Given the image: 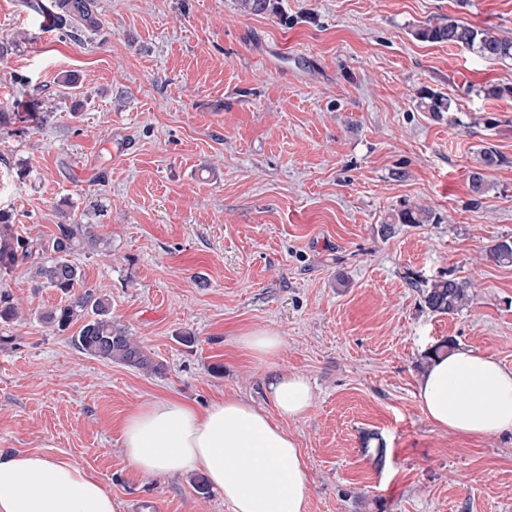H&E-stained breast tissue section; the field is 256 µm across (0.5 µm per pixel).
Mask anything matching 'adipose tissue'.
Listing matches in <instances>:
<instances>
[{
    "label": "adipose tissue",
    "mask_w": 512,
    "mask_h": 512,
    "mask_svg": "<svg viewBox=\"0 0 512 512\" xmlns=\"http://www.w3.org/2000/svg\"><path fill=\"white\" fill-rule=\"evenodd\" d=\"M265 370L267 412L244 398L206 409L172 397L140 404L122 422L128 464L146 477L201 473L231 512H307L308 463L283 420L313 406L307 377L282 369L283 338L258 329L238 338ZM417 396L435 428L466 437L512 433V368L470 347L435 358ZM104 482L82 467L37 453L0 454V512H119Z\"/></svg>",
    "instance_id": "obj_1"
}]
</instances>
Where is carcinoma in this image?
Listing matches in <instances>:
<instances>
[{"mask_svg":"<svg viewBox=\"0 0 512 512\" xmlns=\"http://www.w3.org/2000/svg\"><path fill=\"white\" fill-rule=\"evenodd\" d=\"M237 6L251 15L277 13L276 0H237ZM29 7L37 13L50 12L55 28L78 41L101 26L96 0H55L49 6L43 0H29ZM414 36L423 42L460 47L486 61H512V38L452 17L438 25L422 27ZM419 106L438 119L453 111L452 99L428 90L420 93ZM63 219L64 222L57 225V233L45 244L14 234L11 216L0 212V273L10 272L21 262H30L29 271L37 287L51 288L65 295L63 303L38 314L41 321L59 332L67 331L79 321L80 329L71 337V342L83 353L137 370L158 372L160 365L125 328L112 320L109 297L87 287L79 268L71 260L77 248L97 244L94 225L84 224L69 215ZM438 222L433 210L416 205H406L393 216L395 224ZM489 258L498 264L512 265V239L491 246ZM422 296L429 310L454 314L466 305L469 284L452 276H440L422 290ZM16 317L12 296L0 291V322H11Z\"/></svg>","mask_w":512,"mask_h":512,"instance_id":"cac0c4a2","label":"carcinoma"}]
</instances>
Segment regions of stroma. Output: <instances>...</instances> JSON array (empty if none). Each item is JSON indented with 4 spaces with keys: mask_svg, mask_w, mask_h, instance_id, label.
I'll list each match as a JSON object with an SVG mask.
<instances>
[{
    "mask_svg": "<svg viewBox=\"0 0 512 512\" xmlns=\"http://www.w3.org/2000/svg\"><path fill=\"white\" fill-rule=\"evenodd\" d=\"M97 8L100 30L73 41L27 0H0V211L43 241L69 200L99 238L72 256L85 284L162 370L78 351L38 318L60 293L20 264L0 278L21 312L0 324V450L81 465L120 512H231L190 477L134 472L119 424L159 396L271 408L263 368L235 345L269 329L314 394L284 423L309 463L307 512H512V435L440 432L417 398L447 340L512 367V266L488 256L512 238V97L484 94L512 85V65L414 36L453 17L512 37V0ZM71 74L80 88L61 94ZM423 90L455 118L424 112ZM487 147L501 164L482 167ZM407 204L438 223L393 224ZM448 272L470 300L431 312L420 287ZM365 448L385 450L379 469ZM419 99V106L424 112H431L435 118L440 119L445 112H453L452 99L442 93L425 90Z\"/></svg>",
    "mask_w": 512,
    "mask_h": 512,
    "instance_id": "35a3bbf8",
    "label": "stroma"
}]
</instances>
